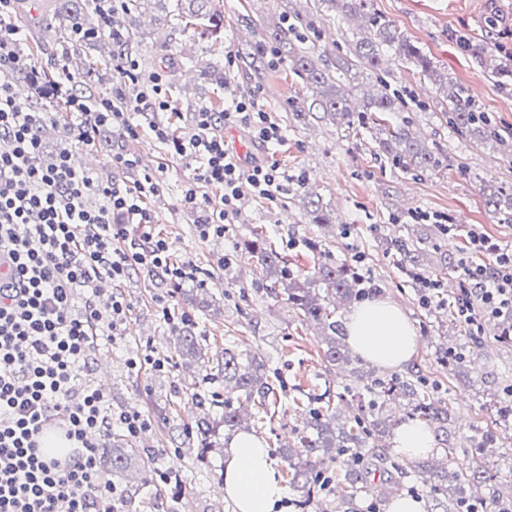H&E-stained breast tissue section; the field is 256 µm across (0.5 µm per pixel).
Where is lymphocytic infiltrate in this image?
I'll list each match as a JSON object with an SVG mask.
<instances>
[{"label":"lymphocytic infiltrate","mask_w":512,"mask_h":512,"mask_svg":"<svg viewBox=\"0 0 512 512\" xmlns=\"http://www.w3.org/2000/svg\"><path fill=\"white\" fill-rule=\"evenodd\" d=\"M51 94L79 120L45 165L40 130L48 113L27 110L0 80V138L11 143L0 153V256L12 270L0 279V512H123L124 496L102 475L98 451L113 430L134 438L148 422L136 411L113 412L85 370L100 336L122 335L127 317L116 296L111 318L101 321L97 286L122 280L137 266L169 271L176 280L190 277L191 268L171 266L167 241L152 231L142 193L157 189L153 177L141 186L102 182L77 161L78 147L91 144L101 126L125 123L124 112L108 98L88 105L70 76L55 82ZM220 123L247 127L265 143L280 137L251 94L231 97L223 113L198 112L190 138L154 129L175 153L201 159L181 203L196 214L203 236H223L240 183L270 199L288 181L267 162L242 165L216 135ZM202 183L222 187L220 206L200 197ZM134 232L141 246L124 248ZM463 282L461 315L476 304L490 318L512 311V248L497 251L494 270L464 267ZM50 427L70 444L66 464L37 452Z\"/></svg>","instance_id":"1"}]
</instances>
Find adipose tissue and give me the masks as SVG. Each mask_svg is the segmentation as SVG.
I'll use <instances>...</instances> for the list:
<instances>
[{
    "mask_svg": "<svg viewBox=\"0 0 512 512\" xmlns=\"http://www.w3.org/2000/svg\"><path fill=\"white\" fill-rule=\"evenodd\" d=\"M346 341L363 359L386 370H399L416 350V336L403 310L387 298L359 304L345 325ZM394 450L414 461L437 448L434 433L417 421L395 431ZM224 496L235 512H277L285 496L279 470L266 443L252 434L234 436L224 458Z\"/></svg>",
    "mask_w": 512,
    "mask_h": 512,
    "instance_id": "ef3b65f1",
    "label": "adipose tissue"
}]
</instances>
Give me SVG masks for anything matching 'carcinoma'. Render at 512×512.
<instances>
[{
    "mask_svg": "<svg viewBox=\"0 0 512 512\" xmlns=\"http://www.w3.org/2000/svg\"><path fill=\"white\" fill-rule=\"evenodd\" d=\"M148 0H123L112 11L111 28L102 31V18L91 0H51L47 9L56 23L59 36L58 52L67 58L84 53L105 43L109 50L82 72L77 88L82 95L97 99V86L103 83L101 72L112 69V58L124 53L137 40V30L127 17L144 10ZM335 11L338 20L349 21L358 16L365 19L369 35L354 41L353 59L336 63L335 69L321 66L302 44L306 36L297 33L293 25H279L266 35L277 45V52L290 61L301 73L315 93V102L323 116L344 125L347 129L379 126L386 137L374 140L376 153L388 155L402 171L437 169L440 157L419 139L412 136L409 127L412 118L404 116L389 123V115L405 111V101L388 84L377 79V93L367 97L360 108L350 105L358 85L357 77L380 64L384 54L393 52L406 64L420 70L427 78L435 76L433 59L420 46L399 31L385 16L369 7L370 0H321ZM177 21L182 29L200 28L203 33L218 34L224 27V13L217 8L216 0H176ZM119 42L112 45V35ZM459 49L468 56L483 62L491 60L490 76L502 88L512 87V53L497 52L488 43L466 35L459 42ZM59 80V72L42 71L38 75L42 90L33 86L27 70L15 75V81L26 85L28 94L24 107L36 112L47 111L49 96L44 89ZM447 111L443 118L457 128L475 130L482 139L491 142L498 150L508 151L507 141L498 137L484 116L477 110L467 89L456 82L445 89ZM485 204L499 216L502 224L512 223V185L500 183L485 195ZM307 215L310 223L320 226L343 228V221L336 211L320 200L309 199ZM428 238H396L387 245L414 266L421 265ZM243 249L256 260V288H264L276 299H283L295 311L299 321L317 328L324 338V359L330 367L350 368L353 384L337 396L336 406L322 396L310 399L306 422L300 432L301 449L283 448L282 458L287 465L288 484L297 494V506L307 512L313 504H322L321 496L337 492L334 512H357V498L363 493L375 494L373 512H386L394 497L403 490L408 478V468L391 460L384 439L390 436L402 413L428 425L446 442L445 454H454L456 430L449 413L448 402L438 392V385L428 384L418 372L382 377L372 370L360 367L345 349V336L340 320L336 319L337 306L348 303L358 295L361 277L348 265L333 259L330 251H319L321 261L313 275L290 273L283 258L267 245L261 234L242 242ZM180 355L195 354L201 350L193 327L186 325L175 336ZM512 347V316L502 315L493 326L492 338L469 336L462 346H441L443 363L453 361L458 365L472 356L482 354L490 344ZM214 377L224 380V388L237 393L238 406L226 402L212 414L199 419L196 434L205 449L213 447L211 437L219 427L232 431L242 422V413L252 410L251 416L262 420L274 416L277 392L268 374L267 361L247 349H224L216 358ZM489 407L506 421L512 420V389L502 398H492ZM475 455L464 471H450L434 464V460L417 462L413 471L422 482L430 486L427 512H465L475 507L483 512H512V494L503 495L495 489L497 473L489 467L485 451L493 443L487 430L474 429L463 437ZM336 464V471L320 467L323 461ZM100 463L108 471L128 472L132 467L147 475V465L142 456L123 446L121 440L100 455ZM374 472L386 473L388 489L375 490L370 482Z\"/></svg>",
    "mask_w": 512,
    "mask_h": 512,
    "instance_id": "obj_1",
    "label": "carcinoma"
}]
</instances>
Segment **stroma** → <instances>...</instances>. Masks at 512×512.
<instances>
[{
  "label": "stroma",
  "instance_id": "1",
  "mask_svg": "<svg viewBox=\"0 0 512 512\" xmlns=\"http://www.w3.org/2000/svg\"><path fill=\"white\" fill-rule=\"evenodd\" d=\"M25 3V39L17 44V52L29 56L38 69H60L61 56L30 52V39L37 36L53 43L55 29L43 0ZM223 4L224 28L215 39L198 29H170L155 8L137 16L140 37L130 56L137 61L142 79L161 76L168 98L178 100L179 111L156 110L151 98H143L137 111L128 114L129 121L142 129L139 138L125 136L78 149L79 163L89 164L100 180L131 185L147 172L156 177L158 190L145 200L154 216L153 231L169 241L173 261L191 264L194 273L193 279L177 283L160 270H134L113 284V293L122 295L130 308L125 334L113 342L99 340L89 363L91 379L106 387L114 412L139 411L151 420L150 429L127 439L126 445L147 457L154 478L144 483L134 473L127 479H111L125 496L126 512H233L215 492L224 473L223 449L203 451L194 439L195 423L203 412L224 402V383L208 379L203 364H183L174 347L173 326L164 321L159 301H167L196 322L207 357L242 345L268 361L282 387L275 417L267 424L245 421L244 429L262 438L271 450L297 446L309 396L326 392L335 396L351 383L348 371H327L325 346L315 329L302 326L284 301L253 288V262L237 243L256 230L287 255L293 271L312 270L319 260L308 248V239L330 242L333 257L368 281L364 297L381 295L399 304L417 336L410 370L438 384L460 434L475 426L491 431L494 441L488 464L500 473L512 472V424L496 423L485 407L492 394L512 385V351L490 349L460 369L442 363L437 348L444 342H459L462 336L448 320L460 274L454 271L443 279L442 306H425L419 284L401 264L399 254L386 245L396 236L431 235L424 259L429 268L450 257L489 265L496 249L512 247V224L500 223L482 196L484 182L512 184V160L480 137L453 128L441 116L445 85L460 82L491 117L495 130L512 143V91L493 83L484 66L457 46L461 35L481 33L492 48L511 52L512 0H372L378 12L435 61L433 81L397 60L385 62L386 79L407 101L416 136L448 160L447 168L422 173H405L391 161L374 157L370 132L354 138L342 135L336 125L317 117L313 90L289 61L270 50L260 56L254 53L263 33L274 28L282 14L297 13L320 32L315 55L333 63L348 55L357 21L337 23L319 0H223ZM496 6L504 8L506 18L494 30L483 32V21ZM190 58L198 69L222 74L223 85L200 76L180 80L178 74ZM238 91L254 92L259 108L281 129L282 138L266 145L237 126L217 127V134L242 164L259 159L274 163L288 176L305 177L309 193L329 203L350 225L349 236L337 237L330 228L309 223L294 184L271 199L243 192L237 217L223 237L199 235L195 214L181 205L182 191L195 178L199 160L172 151L156 139L151 127L162 123L178 136H190L200 109ZM300 110L310 113L308 123L295 121ZM117 152L133 159V167L114 168L112 156ZM462 166L467 167V175L459 174ZM438 224L448 225V232L435 233ZM199 287L211 303L204 313L189 308L185 300L191 289ZM148 347L168 358L167 369L129 368V358ZM162 471L175 472L180 486L162 485L158 478Z\"/></svg>",
  "mask_w": 512,
  "mask_h": 512
}]
</instances>
